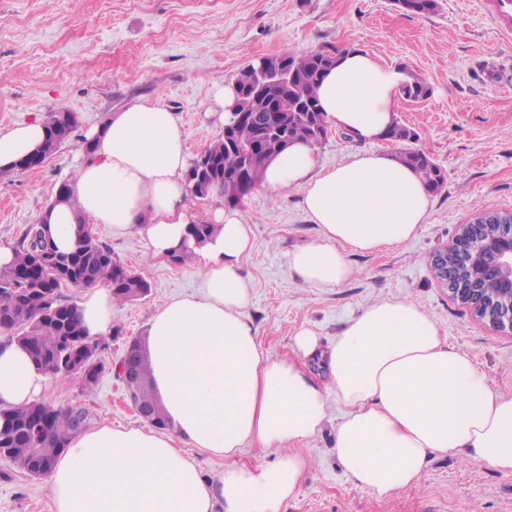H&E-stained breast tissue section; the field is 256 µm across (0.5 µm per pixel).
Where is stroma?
I'll list each match as a JSON object with an SVG mask.
<instances>
[{
  "label": "stroma",
  "instance_id": "stroma-1",
  "mask_svg": "<svg viewBox=\"0 0 512 512\" xmlns=\"http://www.w3.org/2000/svg\"><path fill=\"white\" fill-rule=\"evenodd\" d=\"M414 15L394 0H0V129L46 113H74L70 141L35 173L0 178V241L17 242L61 184L83 162L85 131L143 99L163 101L181 120L190 156L224 133L208 116V88L230 82L254 58L362 47L416 75L427 98L402 99L398 121L445 172L415 238L351 254L355 275L336 288H314L288 268V253L319 234L296 190L256 188L242 206L254 249L243 271L255 288L246 314L272 358L293 354L301 328L329 344L350 317L376 300H415L442 340L466 355L489 385L512 394V332L477 318L434 278L431 256L452 243L477 210L512 211V37L501 34L482 0H437ZM92 235L151 291L114 309L118 336L102 354L93 391L77 379L51 380L41 399L78 404L91 425H141L123 403L115 365L128 340L141 337L156 304L201 284L197 262L153 261L141 238L94 224ZM343 408L330 404L322 430L303 442L312 467L285 512H512V471L486 469L456 455H436L407 491L378 497L346 476L333 450ZM45 478L0 457V512H51Z\"/></svg>",
  "mask_w": 512,
  "mask_h": 512
}]
</instances>
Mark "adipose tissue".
<instances>
[{
	"label": "adipose tissue",
	"mask_w": 512,
	"mask_h": 512,
	"mask_svg": "<svg viewBox=\"0 0 512 512\" xmlns=\"http://www.w3.org/2000/svg\"><path fill=\"white\" fill-rule=\"evenodd\" d=\"M408 80L370 50H339L318 91L328 125L365 143L383 140ZM45 138L39 119L0 130V171L17 170ZM85 139L75 204L56 203L38 218L56 250L73 249L83 218L136 233L154 259L189 246L187 227L201 216L184 200L189 157L176 112L135 100ZM262 183L299 189L301 209L318 224V238L288 255L289 270L316 288L351 279L350 254L414 238L430 207L420 176L390 153L321 168L314 147L297 142L268 162ZM203 217L215 230L191 246L199 291L157 305L144 331L168 429L106 424L73 436L48 474L53 512H284L311 469L300 444L321 430L332 398L344 409L336 457L378 496L414 486L437 454L512 471V395L449 348L417 303L370 302L327 350L304 328L294 336L298 360L272 358L245 315L254 284L242 261L254 247L252 227L219 203ZM114 307L109 289L84 291L78 313L87 336L111 333ZM316 354L323 381L299 363ZM49 381L23 347L0 336V407L35 402ZM252 442L274 449L273 460L243 462ZM193 449L224 459L223 470L205 475Z\"/></svg>",
	"instance_id": "adipose-tissue-1"
}]
</instances>
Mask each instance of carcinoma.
<instances>
[{
	"mask_svg": "<svg viewBox=\"0 0 512 512\" xmlns=\"http://www.w3.org/2000/svg\"><path fill=\"white\" fill-rule=\"evenodd\" d=\"M403 11L416 15L434 12L437 0H395ZM334 51L323 49L298 54L285 49L271 57H259L243 68L235 80L236 103L233 112L249 110V117L230 127V137H220L205 148L210 167L200 173L198 190L210 192L230 185L251 192L261 181L263 167L271 154L285 151L286 142L306 141L313 146L327 137V122L319 105L317 89L325 70L334 63ZM430 88L411 76L403 90L409 99H422ZM48 152L54 154L68 142L76 128L69 112H49L45 116ZM386 140L404 144L397 159L422 175L429 192L442 187L441 167L422 148L415 146L414 130L395 123ZM213 232V225L201 222L188 226V237L199 244ZM18 259L0 268V333L23 346L32 363L44 372L60 378L72 377L73 356L88 347L94 370L102 369L100 351L108 340H91L78 317L77 305L61 300V283L83 288L99 282L108 285L113 299L124 304L147 295L150 283L140 274L128 272L114 257L112 249L79 222L77 242L70 252H58L45 240L35 225H30L16 244ZM50 265L60 270L63 282L41 279L40 268ZM143 362L138 397L154 407L152 424H166L162 405L151 388V371L143 341H134ZM77 433L73 410L45 402L22 408H0V453L32 474L50 468L56 456Z\"/></svg>",
	"mask_w": 512,
	"mask_h": 512,
	"instance_id": "obj_1",
	"label": "carcinoma"
}]
</instances>
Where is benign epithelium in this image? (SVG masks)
Returning a JSON list of instances; mask_svg holds the SVG:
<instances>
[{"label":"benign epithelium","instance_id":"1","mask_svg":"<svg viewBox=\"0 0 512 512\" xmlns=\"http://www.w3.org/2000/svg\"><path fill=\"white\" fill-rule=\"evenodd\" d=\"M491 221L492 217L487 212L476 213L471 223L461 226L451 245L432 255L431 266L439 269L437 281L449 289L454 299L469 306L476 316L494 326L512 330V212H503L493 231L478 240L473 239L472 228ZM450 261L455 268L451 275L448 274ZM488 282H494L501 288L502 297L488 299L482 295ZM115 371L134 410L142 419L152 422L151 408L136 397L141 378L139 359L127 353L115 366Z\"/></svg>","mask_w":512,"mask_h":512}]
</instances>
